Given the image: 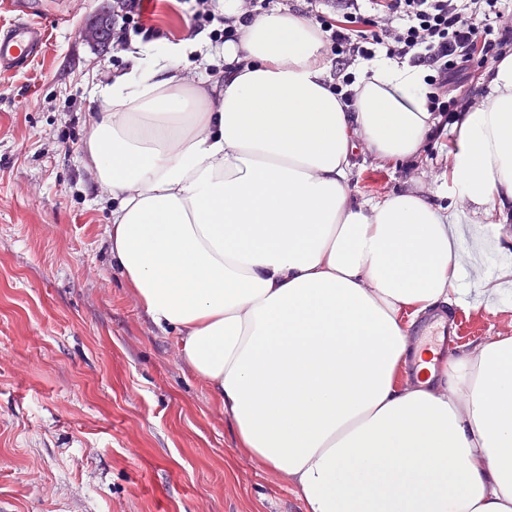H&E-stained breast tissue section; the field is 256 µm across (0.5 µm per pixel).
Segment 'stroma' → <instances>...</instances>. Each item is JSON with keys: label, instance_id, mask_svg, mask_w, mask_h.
Wrapping results in <instances>:
<instances>
[{"label": "stroma", "instance_id": "35a3bbf8", "mask_svg": "<svg viewBox=\"0 0 512 512\" xmlns=\"http://www.w3.org/2000/svg\"><path fill=\"white\" fill-rule=\"evenodd\" d=\"M112 0H37L45 54L0 72V512H302L286 481L245 459L223 409L181 360L112 258V201L84 162L93 89L126 72L129 51L84 40ZM149 36L186 39L178 0H145ZM451 162L436 140L413 172L358 148L355 196L421 190L442 208ZM461 333L443 359L490 332L496 308H453Z\"/></svg>", "mask_w": 512, "mask_h": 512}]
</instances>
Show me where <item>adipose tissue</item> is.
<instances>
[{
  "label": "adipose tissue",
  "mask_w": 512,
  "mask_h": 512,
  "mask_svg": "<svg viewBox=\"0 0 512 512\" xmlns=\"http://www.w3.org/2000/svg\"><path fill=\"white\" fill-rule=\"evenodd\" d=\"M212 77V106L185 62ZM324 42L289 12L255 17L214 51L206 34L139 50L97 85L85 162L112 197V255L249 460L287 479L303 512H512V335L412 376L414 327L475 275L464 226L499 234L512 204V59L453 129L441 209L395 192L357 199L350 158L416 156L432 125L423 70L364 64L353 111L324 85Z\"/></svg>",
  "instance_id": "ef3b65f1"
}]
</instances>
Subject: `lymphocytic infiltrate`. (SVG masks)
Wrapping results in <instances>:
<instances>
[{"label":"lymphocytic infiltrate","instance_id":"f902f5d3","mask_svg":"<svg viewBox=\"0 0 512 512\" xmlns=\"http://www.w3.org/2000/svg\"><path fill=\"white\" fill-rule=\"evenodd\" d=\"M218 0H192L191 34L214 25V38L235 41L258 13L259 0H239L234 13H219ZM498 0H288L291 12L309 17L333 56L326 84L351 108L356 65L377 56L423 68L431 88L428 110L439 139L458 116L483 105L482 91L464 89L477 70H492L512 57V18ZM143 0H112L113 49H128L144 33Z\"/></svg>","mask_w":512,"mask_h":512}]
</instances>
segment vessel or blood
<instances>
[{
  "label": "vessel or blood",
  "mask_w": 512,
  "mask_h": 512,
  "mask_svg": "<svg viewBox=\"0 0 512 512\" xmlns=\"http://www.w3.org/2000/svg\"><path fill=\"white\" fill-rule=\"evenodd\" d=\"M14 19L0 26V71L28 65L42 55L47 41L46 24L29 0H0Z\"/></svg>",
  "instance_id": "vessel-or-blood-1"
}]
</instances>
